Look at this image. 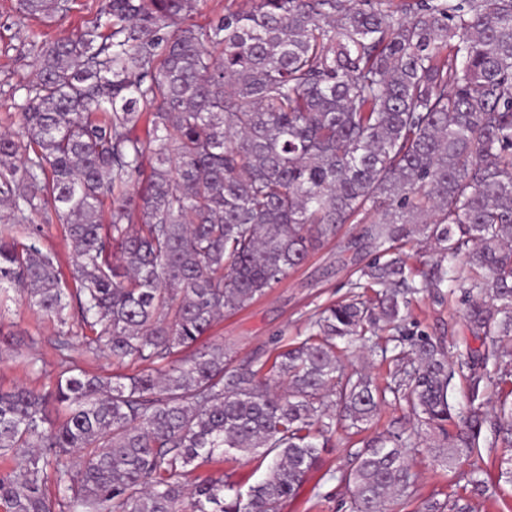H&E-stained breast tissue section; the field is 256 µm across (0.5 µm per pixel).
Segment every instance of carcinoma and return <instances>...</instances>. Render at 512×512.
Returning a JSON list of instances; mask_svg holds the SVG:
<instances>
[{"label": "carcinoma", "instance_id": "1", "mask_svg": "<svg viewBox=\"0 0 512 512\" xmlns=\"http://www.w3.org/2000/svg\"><path fill=\"white\" fill-rule=\"evenodd\" d=\"M199 2L105 0L42 44L18 129L0 131V297L15 288L57 323L59 357L52 389H0V458L17 465L0 471L3 512H281L337 427L392 403L448 442L432 454L449 468L512 449V402L484 399L490 384L512 398V0H225L206 25ZM69 11L18 0L21 21ZM54 223L72 292L35 244ZM352 223L369 258L304 338L270 364L222 343L184 355L300 267L312 236ZM456 293L481 347L453 363L401 326L419 295ZM76 324L86 351L138 370L81 369ZM380 331L395 332L383 382L339 357ZM415 448L389 427L350 451L349 512L410 500ZM218 453L259 459L264 478L186 481ZM481 475L472 463L420 512H473Z\"/></svg>", "mask_w": 512, "mask_h": 512}]
</instances>
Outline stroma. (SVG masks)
<instances>
[{
    "mask_svg": "<svg viewBox=\"0 0 512 512\" xmlns=\"http://www.w3.org/2000/svg\"><path fill=\"white\" fill-rule=\"evenodd\" d=\"M104 0H73L64 18L53 21L19 22L17 0H0V130L7 129V114L18 112L26 96L42 43L85 29L96 17ZM357 224L343 225L335 238L320 241L306 261L286 280L247 308L224 315L209 334L196 344L203 350L224 343L230 357L241 362L271 352L303 334L316 308L344 299L349 291L350 272L366 254ZM466 306L459 296L445 299L423 297L415 302L406 321L411 335H429L445 341L452 359L465 358L468 349L478 348L464 318ZM0 331L13 334L11 348L0 349V387L28 385L51 389L58 373L55 349L56 327L17 296L0 307ZM38 360L42 373L31 370ZM334 447L324 449L321 459L308 474L296 498L281 512H349V490L341 475L349 467L348 435L337 429ZM481 466L495 487L493 498L476 500L475 512H512V484L499 480V452L482 450ZM418 474L411 501L398 505L396 512H416L423 499L439 491L454 489L459 471H446L426 447L415 455Z\"/></svg>",
    "mask_w": 512,
    "mask_h": 512,
    "instance_id": "stroma-1",
    "label": "stroma"
}]
</instances>
